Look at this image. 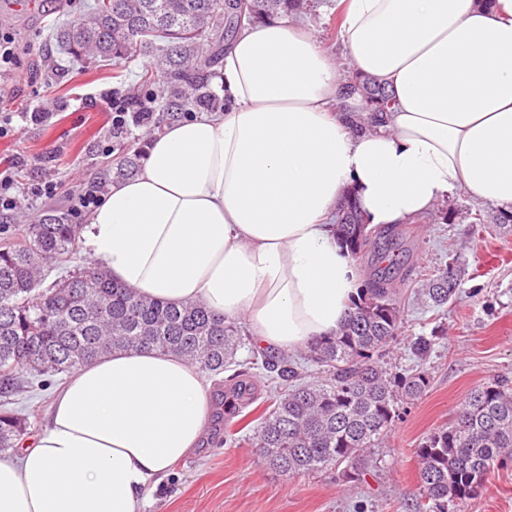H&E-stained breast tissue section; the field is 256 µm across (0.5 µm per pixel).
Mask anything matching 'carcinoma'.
Listing matches in <instances>:
<instances>
[{
    "mask_svg": "<svg viewBox=\"0 0 512 512\" xmlns=\"http://www.w3.org/2000/svg\"><path fill=\"white\" fill-rule=\"evenodd\" d=\"M309 0H94L56 30L66 53L84 59L120 62L156 49L150 70L162 84L137 92L115 88L134 108L165 101L168 119L188 107L208 105L204 92L210 69L221 62L224 42L238 17L250 21L296 13ZM364 101L355 124H379L393 101L370 79L348 86ZM341 210L349 223L336 225L337 240L358 257L374 236L393 240L401 230L378 232L363 224L356 202L345 197ZM83 225L61 210L47 211L25 228L17 243L0 245V394L7 397L31 376L43 382L115 350L152 348L173 353L208 375H219L241 346L239 322L201 303L169 304L140 297L91 266L42 287L44 270L72 253ZM460 278L453 266L422 279L421 301L441 307L455 297ZM400 301L383 276L368 281L366 295L336 334L306 349L304 359L323 369L322 380L301 382L295 358L266 360L263 369L291 383L259 418L252 442L264 462L290 477L332 469L347 483H358L373 466L370 450L391 432L398 404L420 398L429 388L423 370L399 375L385 366L386 347L397 336ZM437 336H416L412 354L431 356ZM255 377L237 371L229 394L252 400ZM28 431L11 409L0 410V452L6 453ZM419 512H464L491 468L512 464V379L497 378L472 391L454 419L433 429L416 448Z\"/></svg>",
    "mask_w": 512,
    "mask_h": 512,
    "instance_id": "1",
    "label": "carcinoma"
}]
</instances>
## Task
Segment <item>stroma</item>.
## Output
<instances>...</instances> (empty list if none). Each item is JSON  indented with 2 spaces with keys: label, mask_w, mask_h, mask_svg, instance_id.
Here are the masks:
<instances>
[{
  "label": "stroma",
  "mask_w": 512,
  "mask_h": 512,
  "mask_svg": "<svg viewBox=\"0 0 512 512\" xmlns=\"http://www.w3.org/2000/svg\"><path fill=\"white\" fill-rule=\"evenodd\" d=\"M93 0H0V24L10 27L19 43L20 65L0 87V106L10 112L46 107L45 122H27L19 136L0 138V170L19 188L43 178L58 183L51 204L68 208L73 186L103 178L116 168L121 151L99 152L111 135V114L101 92L122 84L139 86L149 54L115 65L76 61L55 38L57 25ZM445 224H406L398 245L386 252V265L401 279V324L386 361L392 370L423 368L428 391L401 405L382 447L374 449L375 468L358 484H346L335 473L290 478L269 469L248 439L250 430L270 404L271 381L257 373V396L235 402L223 422L236 439L219 442L210 434L204 447L175 464L147 495L145 512H413L420 499L415 450L432 429L448 423L466 395L500 376L512 377V233L496 234L476 223V215L497 213L473 202L465 193L449 199ZM455 265L460 291L433 311L414 292L423 275ZM443 328L434 352L417 362L408 348L412 337ZM67 374L50 385L33 383L11 396L9 406L37 434L48 422L57 391ZM466 512H512V464L491 472Z\"/></svg>",
  "instance_id": "obj_1"
}]
</instances>
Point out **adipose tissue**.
Instances as JSON below:
<instances>
[{"label": "adipose tissue", "mask_w": 512, "mask_h": 512, "mask_svg": "<svg viewBox=\"0 0 512 512\" xmlns=\"http://www.w3.org/2000/svg\"><path fill=\"white\" fill-rule=\"evenodd\" d=\"M342 58L289 16L243 26L226 110L166 126L86 217L83 247L138 295L195 301L281 352L336 332L366 287L336 240L352 193L369 226L457 191L512 212V0H334ZM394 100L370 132L343 65ZM202 371L152 349L74 370L33 447L0 459V512H144L206 435Z\"/></svg>", "instance_id": "ef3b65f1"}]
</instances>
